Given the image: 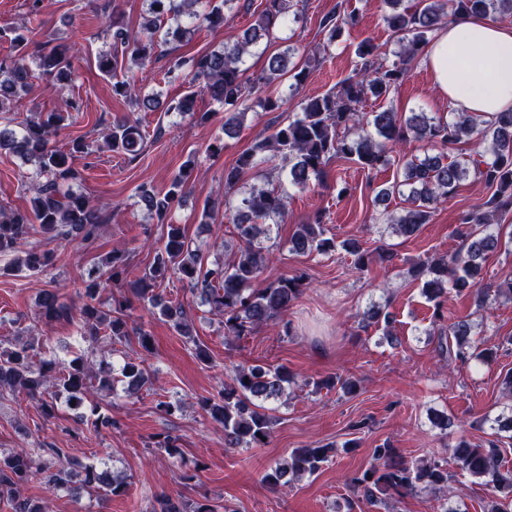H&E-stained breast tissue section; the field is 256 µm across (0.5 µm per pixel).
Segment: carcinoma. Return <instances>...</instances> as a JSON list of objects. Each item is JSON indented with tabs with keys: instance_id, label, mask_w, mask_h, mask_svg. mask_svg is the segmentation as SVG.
<instances>
[{
	"instance_id": "carcinoma-1",
	"label": "carcinoma",
	"mask_w": 512,
	"mask_h": 512,
	"mask_svg": "<svg viewBox=\"0 0 512 512\" xmlns=\"http://www.w3.org/2000/svg\"><path fill=\"white\" fill-rule=\"evenodd\" d=\"M236 0H145L146 10L141 29L132 33L113 25L112 49L98 57L99 71L112 79V95L132 98L134 82L129 73L143 70L155 55L158 43L175 44L185 40L196 28L216 29L224 26L225 11ZM388 12L383 16L387 29L398 38L400 48L395 59L379 57L369 40L358 43L357 62L351 73L336 88L324 94L307 97L300 102V111L272 126L266 136L257 138L242 152L236 164L224 169V190L230 192L246 171L262 172L277 158L288 162L286 180L306 188L329 185L327 167L333 159L351 161L363 170L379 171L391 164L390 153L404 151L411 145L428 149L424 157L404 162L400 177L389 185L379 186L375 200L385 202L394 194L408 190V207L399 215L388 214V226L410 238L428 223L435 204L455 195L461 183L473 178L481 181L490 196L476 210L464 213V243L460 251L440 257L414 260L410 267L413 279L421 282L422 294L433 304V318L444 320L448 294L472 296L478 303L487 299L481 286L487 260L507 246L496 216L512 208V111L498 112L483 120L466 112H453L451 118L413 112L404 119L391 109L366 112L369 100L385 102L408 76L411 63L418 59L443 27L472 16L512 18V0H416L407 6L404 0H384ZM294 8L293 0H261L254 23L220 51L196 56H175L165 72L168 78L184 75L189 90L179 99L163 101L160 95L139 96L136 105L147 111L160 107L167 112H190L196 96L210 97L224 107V134L239 129L245 111L259 107L265 112L282 108L286 99L264 94L275 83L288 82L289 93L295 94L306 84L317 56L302 54L299 62L289 64L286 54L277 53L268 59L267 68L255 77L247 75L246 59L258 50L263 41L274 39V29L287 23ZM357 24L353 13L336 10L323 15L319 27L332 44L341 33ZM13 46L14 54L0 59V112H11L30 80L26 58L29 39L0 28V41ZM41 75L48 78L57 93L65 98V108L46 116L30 119L19 134L0 129V147L8 146L35 165V173L27 177L26 190L31 193L30 209L7 210L0 207V257L11 256L29 244L38 234L46 244L66 247L73 243L93 242L104 221L103 205L82 193L60 192L63 183L82 179L73 166L76 154L87 145L81 139L72 141L64 151L52 145V137L82 111L80 101L66 96L72 80L73 55L66 44H57L38 55ZM142 134L128 119H118L104 137L110 151L121 152L135 160L142 148ZM473 143L475 150L448 159L450 147ZM193 159H188L182 172L169 189L157 193L143 185L140 202L154 213L158 222L168 225L166 241L150 271L130 280L131 265L127 252L110 251L94 263L87 273L81 304L70 307L60 302L53 289L43 291L36 318L47 324L65 319L80 326L82 339L96 340L104 335L111 343L129 339L128 322L122 313L112 314L101 308V286L129 284L137 296L147 301L149 311L170 322L182 336L190 337L188 317L182 304L174 303L157 292L156 284L173 274L190 285V292L201 297L211 311L224 318L225 340H239L271 320H280L279 334L294 335V327L286 318L288 310L308 280L300 269L281 277L264 288L252 287L265 263L258 240L272 239L273 228L282 223L286 211V190L281 184L252 187L240 204L224 202V221L234 226L239 239L236 259L229 265L212 267L204 262L200 249L186 239L180 225L170 224V214L182 197ZM339 249L353 257L355 269L363 271L372 262L371 254L358 242H337L326 236L323 214L318 213L305 224L296 226L290 238L289 251L296 255L317 253L328 255ZM55 259L54 250L30 248L25 257L10 264L14 272L40 274ZM395 317L388 307L374 303L363 314V323L384 329L391 347L400 344L391 332ZM142 356L127 359L121 378L103 368L93 372L87 359L76 353L68 359L39 357L35 346L17 341L0 347V391L24 393L29 397L42 394L47 387L55 394H67L68 403L81 406L99 391H112L114 382L126 385L129 393L140 392L151 379L148 357L153 354V336L144 328L135 330ZM436 341L439 356L450 361L482 364L492 362L497 354L493 347H482L472 334L471 324L458 320L436 332L426 331ZM229 380L216 401L205 400L202 407L211 418L224 427L225 445L230 448H257L268 443L273 418L265 403L278 400L292 382L288 369L260 364L225 367ZM326 388H339L346 395L358 391L357 381L341 375L329 376L319 382ZM79 423L90 434L116 425V421L93 411L80 415ZM62 449L42 443L36 452L24 448L0 456V496H12L13 512H46L41 500L19 497L20 489L35 471L44 474L47 493L67 490L74 495L90 497L121 496L127 493L125 480L112 474L107 464H84L81 471L49 458H61ZM499 448L490 444L480 448L461 440L452 449L453 463L463 474L483 481L495 498L490 512H512V472L503 471L498 459ZM334 449L327 445L294 449L288 461L269 466L261 481L276 488L288 483L290 476H311L333 458ZM448 463L435 458L415 463L400 460L396 449L386 442L373 451V460L361 472L348 478L352 493L371 503L402 496L418 488L433 493L448 489ZM160 512H217V506L204 497L185 505L166 500Z\"/></svg>"
}]
</instances>
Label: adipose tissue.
<instances>
[{"instance_id":"ef3b65f1","label":"adipose tissue","mask_w":512,"mask_h":512,"mask_svg":"<svg viewBox=\"0 0 512 512\" xmlns=\"http://www.w3.org/2000/svg\"><path fill=\"white\" fill-rule=\"evenodd\" d=\"M425 63L454 111L487 120L512 109V28L487 17L451 24L432 41Z\"/></svg>"}]
</instances>
